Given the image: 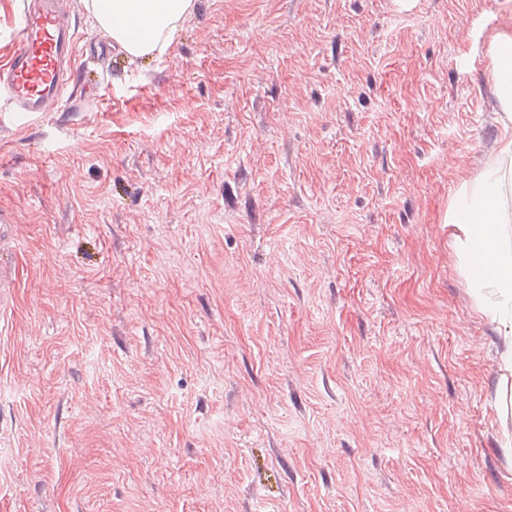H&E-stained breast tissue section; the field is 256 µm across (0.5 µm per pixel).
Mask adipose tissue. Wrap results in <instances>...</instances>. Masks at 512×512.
Returning a JSON list of instances; mask_svg holds the SVG:
<instances>
[{
	"mask_svg": "<svg viewBox=\"0 0 512 512\" xmlns=\"http://www.w3.org/2000/svg\"><path fill=\"white\" fill-rule=\"evenodd\" d=\"M193 0H90L98 23L132 56L165 47ZM461 272L479 308L512 327V135L448 214Z\"/></svg>",
	"mask_w": 512,
	"mask_h": 512,
	"instance_id": "adipose-tissue-1",
	"label": "adipose tissue"
}]
</instances>
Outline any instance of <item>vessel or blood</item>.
Masks as SVG:
<instances>
[{
  "mask_svg": "<svg viewBox=\"0 0 512 512\" xmlns=\"http://www.w3.org/2000/svg\"><path fill=\"white\" fill-rule=\"evenodd\" d=\"M66 0H22L12 53L0 60V86L15 112L61 107L74 83L80 36L64 10Z\"/></svg>",
  "mask_w": 512,
  "mask_h": 512,
  "instance_id": "1",
  "label": "vessel or blood"
}]
</instances>
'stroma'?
<instances>
[{
	"label": "stroma",
	"instance_id": "stroma-1",
	"mask_svg": "<svg viewBox=\"0 0 512 512\" xmlns=\"http://www.w3.org/2000/svg\"><path fill=\"white\" fill-rule=\"evenodd\" d=\"M512 0H193L0 127V512H512L448 209Z\"/></svg>",
	"mask_w": 512,
	"mask_h": 512
}]
</instances>
